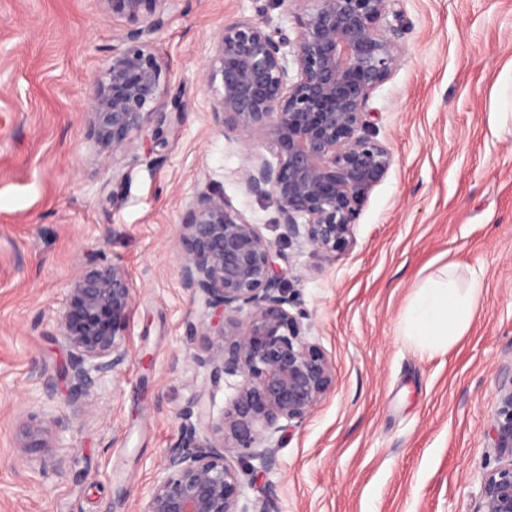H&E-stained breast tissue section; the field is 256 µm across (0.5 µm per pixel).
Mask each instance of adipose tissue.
<instances>
[{
	"label": "adipose tissue",
	"instance_id": "1",
	"mask_svg": "<svg viewBox=\"0 0 512 512\" xmlns=\"http://www.w3.org/2000/svg\"><path fill=\"white\" fill-rule=\"evenodd\" d=\"M480 286H460L453 271L421 289L406 317L407 335L429 349L453 344L469 329L479 301Z\"/></svg>",
	"mask_w": 512,
	"mask_h": 512
}]
</instances>
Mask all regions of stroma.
<instances>
[{"label": "stroma", "mask_w": 512, "mask_h": 512, "mask_svg": "<svg viewBox=\"0 0 512 512\" xmlns=\"http://www.w3.org/2000/svg\"><path fill=\"white\" fill-rule=\"evenodd\" d=\"M155 47L165 101L183 113L163 145L115 156L85 108L123 26L104 0H0V512H144L182 416L222 418L237 379L196 357L203 310L183 287L180 214L208 187L267 239L274 206L244 193V154L212 120L205 80L224 24L265 21L295 38L281 0H168ZM400 56L366 110L394 162L349 250L282 247L294 310L331 359L336 389L276 433L277 461L240 462L245 505L274 512H473L499 463L490 434L512 369V0H394ZM114 201H106V194ZM135 288L130 357L82 403L47 399L39 376L69 356L57 332L90 256ZM456 264L481 294L466 334L429 350L403 332L418 288ZM63 416L51 449L24 447L30 417Z\"/></svg>", "instance_id": "35a3bbf8"}]
</instances>
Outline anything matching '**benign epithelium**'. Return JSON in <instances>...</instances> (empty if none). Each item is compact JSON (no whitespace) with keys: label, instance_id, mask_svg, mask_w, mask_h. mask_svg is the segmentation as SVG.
Listing matches in <instances>:
<instances>
[{"label":"benign epithelium","instance_id":"1","mask_svg":"<svg viewBox=\"0 0 512 512\" xmlns=\"http://www.w3.org/2000/svg\"><path fill=\"white\" fill-rule=\"evenodd\" d=\"M103 2L127 27L89 98L91 135L115 156L148 128L155 143H164L168 68L153 36L165 25L168 0ZM392 2L287 0L289 7L298 5L295 40L259 20H234L218 34L206 71V81L222 87L213 121L244 149V191L275 206L281 240L301 239L325 257L351 247L364 204L393 164L391 149L367 133L365 112L399 59L398 41L382 29ZM289 43L290 58L283 51ZM290 65L296 68L292 78ZM180 224L183 286L212 311L201 325L207 346L196 361L216 377L239 381L231 408L208 422V436L197 437V424L185 415L145 512H273L268 498L252 511L240 504L231 454L272 465L279 422L303 423L335 391L336 373L306 336L304 315L287 309L281 249L232 207L224 191L198 193ZM133 300L123 266L89 262L68 288L58 324L68 361L40 372L47 397L62 382L76 404L102 375L121 369L129 356ZM498 392L491 432L500 464L482 479L475 512H512V370L502 375ZM59 427L55 417L24 424L25 447H52Z\"/></svg>","mask_w":512,"mask_h":512}]
</instances>
